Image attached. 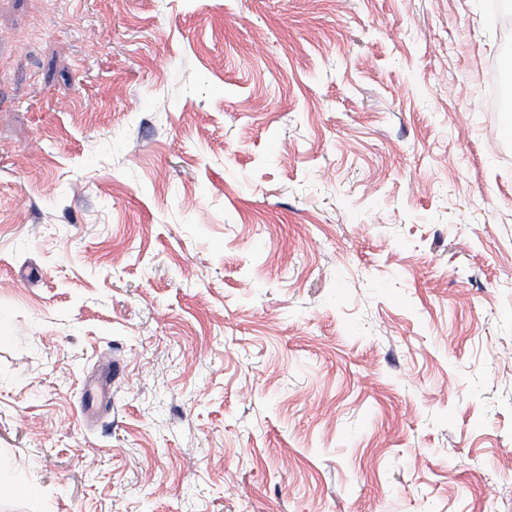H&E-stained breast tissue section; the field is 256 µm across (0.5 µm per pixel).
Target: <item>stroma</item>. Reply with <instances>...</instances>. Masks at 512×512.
<instances>
[{
	"mask_svg": "<svg viewBox=\"0 0 512 512\" xmlns=\"http://www.w3.org/2000/svg\"><path fill=\"white\" fill-rule=\"evenodd\" d=\"M499 47L485 0H0V512H512Z\"/></svg>",
	"mask_w": 512,
	"mask_h": 512,
	"instance_id": "obj_1",
	"label": "stroma"
}]
</instances>
